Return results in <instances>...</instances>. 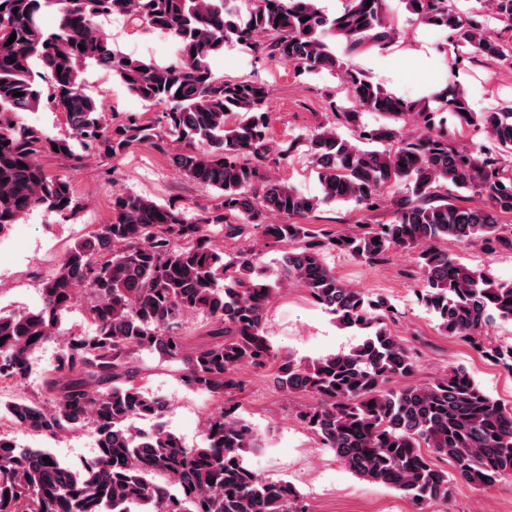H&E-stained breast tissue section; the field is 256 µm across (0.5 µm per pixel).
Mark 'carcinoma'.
<instances>
[{
    "label": "carcinoma",
    "instance_id": "1",
    "mask_svg": "<svg viewBox=\"0 0 512 512\" xmlns=\"http://www.w3.org/2000/svg\"><path fill=\"white\" fill-rule=\"evenodd\" d=\"M237 2L0 0V233L37 208L60 216L76 208L69 182L47 175L39 162L52 153L117 156L173 137L184 146L174 156L179 172L223 197L221 208L190 217L174 203L114 196L111 220L70 247L44 279L42 308L0 311L1 382L28 378L33 351L80 293L94 325L43 373V401L18 395L0 403V420L10 427L0 428V512H308L291 482L249 467L245 454L260 447V438L236 407L208 416L199 447H186L167 429L164 401L133 382L135 362L155 354L182 365L186 390L217 398L243 388L235 376L240 367H276L279 388L315 398L301 419L318 444L348 472L400 492L413 512L447 502L459 479L484 488L512 477V406L486 393L462 366L430 383L395 385L413 376L417 360L391 330L394 305L344 284L326 262L334 251L370 264L395 250L416 253L420 300L439 329L512 373V346L482 340L497 321H512V283L456 262L447 248L450 241H477L489 253L512 252V224L498 221L512 214V108L473 111L450 75L435 98L460 127H479L494 141L476 152L458 149L437 111L387 92L327 42L339 38L352 50L390 44L396 29L384 0L369 6L347 0L332 17L315 0H250L244 18ZM491 4L512 30V0ZM407 7L447 33L457 60L512 58V40L489 34L476 14L459 11L452 0H407ZM45 10L58 15L54 31L41 23ZM112 15L172 37L179 62L157 66L113 47L100 25ZM228 44L301 73L339 75L357 102V111L331 105L332 124L305 139L321 196L269 174L289 149L268 143L269 88L213 71L211 61ZM90 65L109 69L145 105L163 107L161 116L107 123L102 105L84 90ZM38 77L48 79L47 88ZM47 103L66 114L69 135L49 136L25 123L27 113ZM366 112L387 122L370 128L362 121ZM409 122L417 131L405 130ZM341 127L356 141L343 137ZM362 139L381 148H363ZM466 195L483 198L488 209L459 204ZM387 200L393 220L355 234L291 221L322 204L376 208ZM272 215L290 222L270 223ZM212 226L222 239L258 232L264 246L288 250L262 271L264 251L226 254ZM292 281L338 326L362 332V342L309 361L276 352L263 331L264 314ZM197 314L210 320L211 341L188 356L179 330ZM139 420L154 422L151 431H139ZM79 430L92 433L98 448L80 469L15 437ZM435 455L451 469L437 466Z\"/></svg>",
    "mask_w": 512,
    "mask_h": 512
}]
</instances>
